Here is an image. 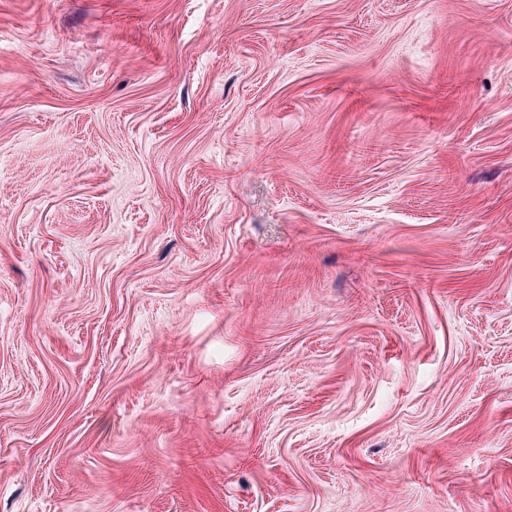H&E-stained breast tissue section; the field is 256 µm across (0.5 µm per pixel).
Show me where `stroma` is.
Here are the masks:
<instances>
[{
	"label": "stroma",
	"mask_w": 512,
	"mask_h": 512,
	"mask_svg": "<svg viewBox=\"0 0 512 512\" xmlns=\"http://www.w3.org/2000/svg\"><path fill=\"white\" fill-rule=\"evenodd\" d=\"M0 512H512V0H0Z\"/></svg>",
	"instance_id": "35a3bbf8"
}]
</instances>
